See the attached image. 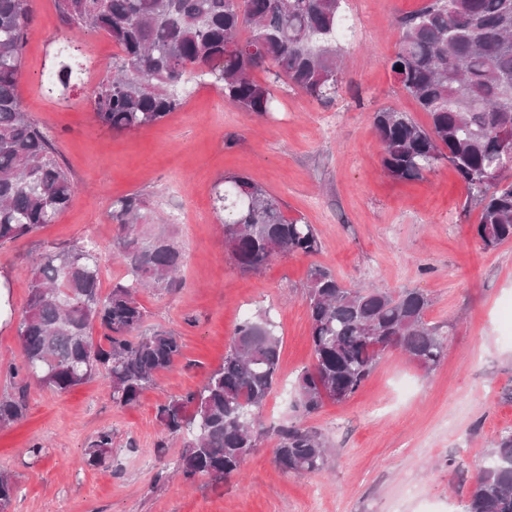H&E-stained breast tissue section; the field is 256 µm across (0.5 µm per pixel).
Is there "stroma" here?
<instances>
[{"instance_id": "35a3bbf8", "label": "stroma", "mask_w": 512, "mask_h": 512, "mask_svg": "<svg viewBox=\"0 0 512 512\" xmlns=\"http://www.w3.org/2000/svg\"><path fill=\"white\" fill-rule=\"evenodd\" d=\"M427 2L345 0L353 32L340 38L342 82L331 104L279 88L276 111L258 118L207 84L161 122L115 133L86 98L111 71L117 47L105 33L60 28L54 0H31L19 92L54 137L76 193L53 223L0 245L10 302L25 307L37 253L76 241L96 246L100 293L108 295L126 272L111 256L112 201L138 192L168 219L185 256L182 288L139 300L147 326L171 329L183 349L132 407L115 406L100 375L65 393L30 381L25 416L0 424V472L17 482L10 512H464L491 442L512 427V242L481 248L479 211L466 207L467 190L448 163L407 183L381 169L374 112L391 107L429 124L388 66L398 19ZM64 65V93L49 92ZM229 174L250 177L288 216L305 217L320 251L240 272L214 212L213 187ZM313 265L351 286L428 293V320L450 329L440 364L428 372L387 351L349 400L300 417L293 385L312 363L304 293ZM260 310L270 311L281 338L265 431L239 475L182 482L173 471L183 443L164 432L158 409L201 387L223 363L235 326ZM296 420L333 446L324 470L297 476L276 463L273 429ZM103 430L112 433V454L87 467L84 451Z\"/></svg>"}]
</instances>
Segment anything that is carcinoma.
I'll list each match as a JSON object with an SVG mask.
<instances>
[{"instance_id": "cac0c4a2", "label": "carcinoma", "mask_w": 512, "mask_h": 512, "mask_svg": "<svg viewBox=\"0 0 512 512\" xmlns=\"http://www.w3.org/2000/svg\"><path fill=\"white\" fill-rule=\"evenodd\" d=\"M342 2L56 0V9L66 28L100 30L119 49L113 72L88 102L102 124L130 131L165 119L198 78H214L225 98L257 117L272 112L274 84L331 99L342 74L336 43ZM32 21L30 0H0V245L51 223L76 191L49 133L22 106L18 77ZM258 68L272 81L254 79ZM390 69L430 125L423 128L393 108L374 113L384 173L415 181L448 162L467 189V203L479 209L475 233L483 248L512 242V0H430L400 20ZM214 202L224 249L242 272L259 273L278 256L321 249L314 225L286 216L277 197L244 175L224 176ZM110 216L117 225L112 253L127 275L107 297L99 295L101 267L89 245L76 242L38 255L18 322L25 363L0 368L21 388L35 378L61 393L102 374L112 402L127 407L181 357L174 331L144 328L138 298L146 288L171 292L182 286L179 246L163 230H143L150 210L139 194L113 200ZM304 300L313 352L311 367L295 383L304 417L327 400L351 398L387 350L429 371L448 343V332L426 319L432 300L418 289L348 286L312 266ZM95 324L103 331L97 343L90 333ZM280 343L269 313L247 317L202 387L160 406L166 433L183 437L176 468L183 480L207 475L222 482L240 472L263 434ZM24 411L21 398L0 396V424L21 419ZM111 452L112 431H102L83 463L101 466ZM275 454L284 470L303 476L325 469L329 442L292 423L279 428ZM15 493L13 476L0 472V512H7ZM465 512H512V428L494 440Z\"/></svg>"}]
</instances>
